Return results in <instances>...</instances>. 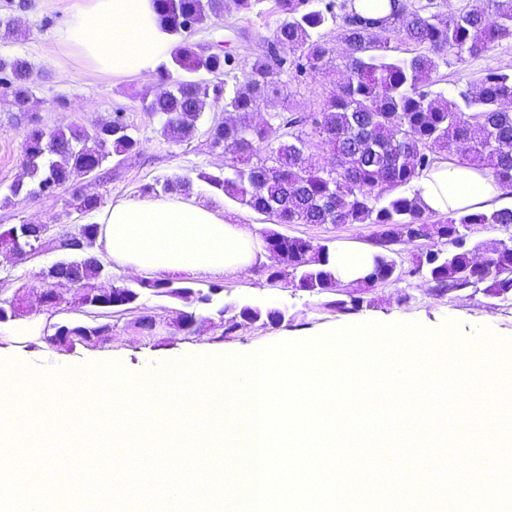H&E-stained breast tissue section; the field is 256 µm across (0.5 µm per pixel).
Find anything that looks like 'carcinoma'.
Returning <instances> with one entry per match:
<instances>
[{
  "instance_id": "1",
  "label": "carcinoma",
  "mask_w": 512,
  "mask_h": 512,
  "mask_svg": "<svg viewBox=\"0 0 512 512\" xmlns=\"http://www.w3.org/2000/svg\"><path fill=\"white\" fill-rule=\"evenodd\" d=\"M160 23L181 35L224 12V0H154ZM322 0H277L283 19L275 28L270 48L281 53L279 64L299 72L317 73L332 49L319 30L336 22L331 6ZM385 15L361 14L355 9L342 17L338 38L345 45V77L320 112H278L262 126L249 114L260 108L270 87L273 71L267 53L250 65L244 88L226 92L225 83L200 82L196 75L224 74L232 58L210 46L186 40L170 53V65L162 66L171 90L144 105L164 118L163 136L181 142L196 127L202 97L224 101L231 117L209 129L212 143L224 148L230 164L224 175H205L203 180L236 203L267 214L278 224H375L389 242L424 237L441 243L453 241L451 251L437 248L420 252L411 266L400 269L388 254L378 256L372 275L396 282L404 276L423 275L433 288L464 289L472 284L488 296L512 297V237L469 244L473 225L512 224V207L491 212H455L431 220L417 196L406 188L436 161L435 154L453 140L458 162L487 171L512 192V73L491 71L480 84L467 86L447 97L428 90L438 60L447 53L461 59L484 53L506 37H512V0H483V6L448 20L424 9L409 10L399 0H389ZM396 22L393 32L401 40L423 47L410 57L394 58L389 46L365 51L362 43L371 30ZM32 74L20 58H0V82L11 90V104L18 112L36 111L38 101L30 90ZM330 147L335 165L331 170L308 166L305 152L310 134ZM277 142L269 155L257 156V146ZM138 140L129 125L115 116L107 125L47 130L30 119L23 135V161L31 185L13 184L9 196L23 193L52 196L76 178H88L115 154L136 151ZM267 248L288 251V266L269 269L273 281H287L309 292H328L340 287L330 269V249L279 233L265 236ZM487 265L476 264L478 253ZM84 286L99 278L104 266L90 257L65 262ZM138 287L169 296L191 306L208 305L216 288L206 291L165 279L142 280ZM137 292L127 286L107 293L84 292L82 305L107 309L135 302ZM107 323L60 325L62 340L110 334Z\"/></svg>"
}]
</instances>
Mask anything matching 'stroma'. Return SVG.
Returning <instances> with one entry per match:
<instances>
[{
	"instance_id": "stroma-1",
	"label": "stroma",
	"mask_w": 512,
	"mask_h": 512,
	"mask_svg": "<svg viewBox=\"0 0 512 512\" xmlns=\"http://www.w3.org/2000/svg\"><path fill=\"white\" fill-rule=\"evenodd\" d=\"M82 0H34L29 10L17 8L18 0H0V20L14 21L19 37H0V58H21L32 70L31 90L38 101L40 124L49 130L75 126L91 127L123 116L138 141L136 154L126 159L111 156L99 178L77 180L56 195L8 197L11 184L26 180L22 166L23 132L27 119L11 105L9 93L0 89V226L50 224L56 236L71 232L75 225L93 221L79 210L78 195L100 197L103 205L118 198H144L147 185L175 177L192 182L189 192L196 201L223 207L224 218L233 224L250 225L255 238L267 232L298 237L316 245L337 249L344 245H374L379 228L373 224H277L267 215L254 212L214 190L199 178L200 173L220 175L227 157L214 146L209 128L224 120V103L207 99L195 130L184 141L174 143L161 134L163 121L144 109L145 101L168 89L161 67L135 75H91L87 62L65 45L60 34ZM281 20L276 0H258L252 11L226 9L223 16L194 29L191 40L226 46L233 59L224 73L226 89L243 85L252 62L265 54L267 42ZM323 38L332 49V60L319 73L297 74L279 69L276 84L253 122L269 120L278 112H318L343 78V44L336 25H328ZM512 72V39L499 41L477 57L445 56L439 63L432 91L450 96L467 85H477L489 70ZM55 238L24 260L0 251V297L15 304L16 315L0 323V360H13L37 370L77 368L86 364H119L130 373L152 372L159 365L187 357L236 356L255 347L282 341L317 338L327 332L367 322L415 323L424 329L440 330L445 321L458 325L463 339H473L480 328H489L501 339L512 341V301L492 299L482 291L467 288L436 296L423 276L401 282H382L371 288L350 287L330 293L304 291L268 277L273 258L253 263L229 275H181L185 285L220 290L214 304L192 306V329L179 324L181 301L142 291L128 312L112 314V331L97 342H56L57 326L89 324L93 318L81 303L82 289L50 278L57 262L69 260V251L58 248ZM55 289L61 298L57 307L39 302L43 288ZM359 297L356 310L338 308L340 300ZM249 305L284 311L281 322L257 321L225 333L226 315L221 306ZM150 318L145 330L139 317Z\"/></svg>"
}]
</instances>
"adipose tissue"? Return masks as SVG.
I'll return each mask as SVG.
<instances>
[{"label": "adipose tissue", "instance_id": "adipose-tissue-1", "mask_svg": "<svg viewBox=\"0 0 512 512\" xmlns=\"http://www.w3.org/2000/svg\"><path fill=\"white\" fill-rule=\"evenodd\" d=\"M61 39L92 73L131 75L153 69L172 47L152 0H86ZM415 193L426 212H483L499 205L502 188L486 172L445 159L423 171ZM93 253L134 271L233 273L262 258L251 231L219 211L178 196L117 199L98 216ZM374 249L341 248L330 269L344 283L372 266Z\"/></svg>", "mask_w": 512, "mask_h": 512}]
</instances>
